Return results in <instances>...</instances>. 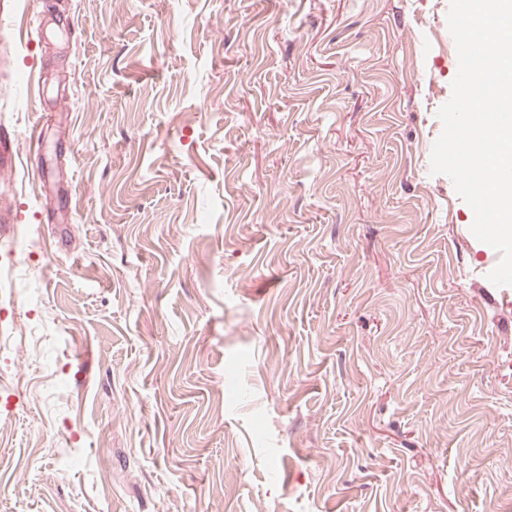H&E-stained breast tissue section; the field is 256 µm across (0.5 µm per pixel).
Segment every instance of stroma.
Listing matches in <instances>:
<instances>
[{"label":"stroma","instance_id":"1","mask_svg":"<svg viewBox=\"0 0 512 512\" xmlns=\"http://www.w3.org/2000/svg\"><path fill=\"white\" fill-rule=\"evenodd\" d=\"M449 7L10 0L0 512H512Z\"/></svg>","mask_w":512,"mask_h":512}]
</instances>
